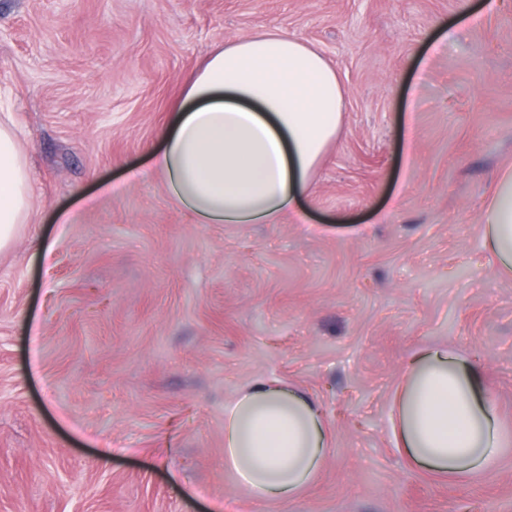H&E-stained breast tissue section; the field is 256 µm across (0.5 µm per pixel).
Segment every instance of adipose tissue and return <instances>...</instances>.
Returning <instances> with one entry per match:
<instances>
[{"label": "adipose tissue", "mask_w": 512, "mask_h": 512, "mask_svg": "<svg viewBox=\"0 0 512 512\" xmlns=\"http://www.w3.org/2000/svg\"><path fill=\"white\" fill-rule=\"evenodd\" d=\"M343 106L334 68L299 39L280 30L238 39L186 78L151 169L194 223L297 224ZM29 214L27 160L13 131L0 124V249ZM481 223L485 249L499 271L512 275V168L499 174ZM481 389L478 369L448 351L415 352L402 373L399 447L441 471L490 467L512 435ZM327 451L319 410L278 379L255 377L224 406V468L255 501L301 492Z\"/></svg>", "instance_id": "1"}]
</instances>
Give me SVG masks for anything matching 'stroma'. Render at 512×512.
<instances>
[{
    "label": "stroma",
    "mask_w": 512,
    "mask_h": 512,
    "mask_svg": "<svg viewBox=\"0 0 512 512\" xmlns=\"http://www.w3.org/2000/svg\"><path fill=\"white\" fill-rule=\"evenodd\" d=\"M0 0V119L32 214L0 250V512H512V445L464 476L392 421L416 350L477 361L512 433V278L480 213L512 167V0ZM281 29L346 90L305 223L194 224L149 172L185 78ZM330 452L284 505L224 471L255 376Z\"/></svg>",
    "instance_id": "35a3bbf8"
}]
</instances>
